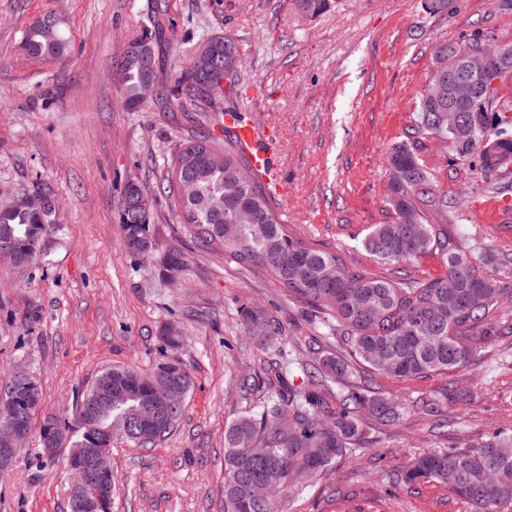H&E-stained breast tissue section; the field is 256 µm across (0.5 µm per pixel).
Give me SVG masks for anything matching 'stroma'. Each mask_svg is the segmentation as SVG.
Returning <instances> with one entry per match:
<instances>
[{
    "label": "stroma",
    "instance_id": "35a3bbf8",
    "mask_svg": "<svg viewBox=\"0 0 512 512\" xmlns=\"http://www.w3.org/2000/svg\"><path fill=\"white\" fill-rule=\"evenodd\" d=\"M62 20L65 59L25 54L23 33L45 14ZM149 22L160 24L159 76L188 65L186 46L216 35L238 45L242 66L225 90V109L266 133L282 223L317 247L381 276L356 242L393 217L386 203L387 156L405 140L438 44L512 43V0H334L306 19L295 0H0V201L46 194L56 222L26 266L0 258V379L21 368L42 389L40 413L68 414L108 367L147 371L161 358L187 365L194 387L162 441L142 448L112 441V512H224V430L251 408L242 381L262 379L275 359L245 333L243 310L278 323L284 344L318 339L347 356L326 311L291 295L263 272L202 246L172 203L170 163L185 143L208 134L223 143L224 115L163 97L139 112L120 100V61ZM418 154L457 236L494 255L512 251V173L480 172L452 161L432 139ZM153 194L155 248L135 259L118 223L126 182ZM185 262L170 273L164 260ZM177 326L180 348L163 346ZM349 383L394 396L406 415L394 428L367 424V442L335 470L289 490L283 512H469L447 487L410 489L398 479L431 449H463L512 429V335L472 367L397 380L350 363ZM436 403L430 416L423 402ZM30 437L0 475V512H69L64 466L37 467Z\"/></svg>",
    "mask_w": 512,
    "mask_h": 512
}]
</instances>
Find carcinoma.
Listing matches in <instances>:
<instances>
[{
    "label": "carcinoma",
    "instance_id": "carcinoma-1",
    "mask_svg": "<svg viewBox=\"0 0 512 512\" xmlns=\"http://www.w3.org/2000/svg\"><path fill=\"white\" fill-rule=\"evenodd\" d=\"M301 13L315 18L331 7V0H296ZM162 29H143L126 48L120 90L124 107L142 109L157 94L179 103L184 98L211 100L223 81L213 80V65L239 54L236 42L210 46V40L190 48L191 66L176 71L158 86L157 46ZM21 48L36 59L61 60L68 42L53 15H45L24 34ZM496 94L479 99L473 111L463 113L470 138L451 146L454 160L477 156L482 170L506 171L512 167V128L501 118ZM448 130V86H436L435 75L420 96L414 125L406 140L394 144L388 156L389 192L386 203L395 218L374 224L358 241L377 263H406L425 255L440 259L443 273L417 279L397 271L393 277L376 275L349 265L339 252L316 247L281 223L271 193L249 163L235 138L224 142V165H206L203 150L215 147L213 139L188 142L172 160L171 182H192L194 198L175 203L180 223L191 224L208 246L220 247L238 262L270 274L288 292L331 311L339 327V341L371 370L394 379H413L466 370L482 351L512 323L499 302L504 280L512 279V256L506 254L494 272L486 266L495 257L486 250L455 238L448 224L444 201L437 198L430 176L417 154L419 137L454 138ZM127 184L119 210L123 247L133 258L152 253L151 211L133 222L140 190ZM38 209L0 210V242L9 241L24 253L50 231L54 207L42 197ZM248 333L259 344L275 347L279 331L265 312L245 310ZM282 360L274 373L257 385L253 407L232 419L224 431V512H281L288 490L322 475L366 443L364 425L372 420L395 427L403 408L393 398L376 397L346 388L350 367L339 355L309 347L296 354L279 349ZM182 370L178 386L190 393L193 379L185 364L159 360L148 372L111 367L100 372L81 396L73 420L47 417L39 431L37 465L55 463V449L70 445L67 459L75 461L107 439L123 434L137 445L168 436L183 409L164 427L140 425L145 402L173 385L174 370ZM302 383L294 384L295 374ZM41 390L19 401L20 411L33 415L41 403ZM512 432L500 431L470 445L467 451L434 449L414 458L402 472L407 484L436 482L464 499L471 512H504L512 507Z\"/></svg>",
    "mask_w": 512,
    "mask_h": 512
}]
</instances>
